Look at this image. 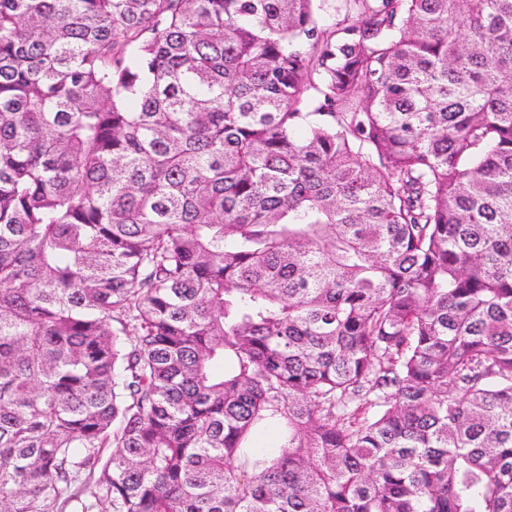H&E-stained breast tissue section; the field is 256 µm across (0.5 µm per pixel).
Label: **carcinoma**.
I'll return each instance as SVG.
<instances>
[{
	"instance_id": "cac0c4a2",
	"label": "carcinoma",
	"mask_w": 512,
	"mask_h": 512,
	"mask_svg": "<svg viewBox=\"0 0 512 512\" xmlns=\"http://www.w3.org/2000/svg\"><path fill=\"white\" fill-rule=\"evenodd\" d=\"M100 505L512 512V0H0V512Z\"/></svg>"
}]
</instances>
